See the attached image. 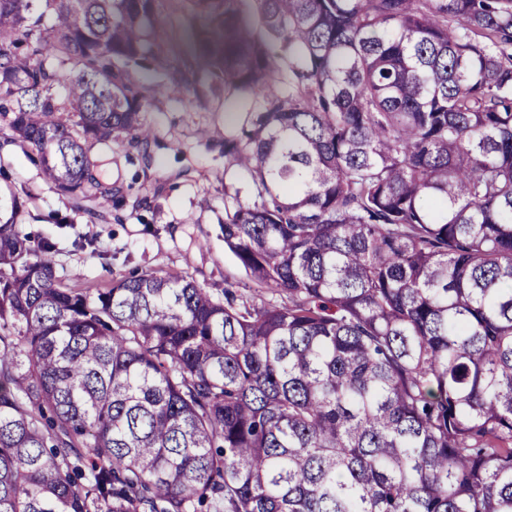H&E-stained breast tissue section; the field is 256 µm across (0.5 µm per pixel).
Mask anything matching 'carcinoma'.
<instances>
[{"mask_svg":"<svg viewBox=\"0 0 512 512\" xmlns=\"http://www.w3.org/2000/svg\"><path fill=\"white\" fill-rule=\"evenodd\" d=\"M242 2L179 65L159 0H0V117L75 201L150 139L144 63L215 66L224 249L279 296L66 288L0 200V512H512V0Z\"/></svg>","mask_w":512,"mask_h":512,"instance_id":"obj_1","label":"carcinoma"}]
</instances>
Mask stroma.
Returning a JSON list of instances; mask_svg holds the SVG:
<instances>
[{"label": "stroma", "mask_w": 512, "mask_h": 512, "mask_svg": "<svg viewBox=\"0 0 512 512\" xmlns=\"http://www.w3.org/2000/svg\"><path fill=\"white\" fill-rule=\"evenodd\" d=\"M187 13L186 0H160L164 48L177 61L190 49ZM140 81L153 136L136 148L124 139L92 148L102 191L78 203L58 194L35 151L0 134V197L23 201L19 229L54 244L53 267L65 287L103 291L116 277L183 272L218 299L228 288L266 299L246 287L242 267L224 250V186L244 189L249 178L224 158V136L234 126L225 117L222 78H208V94L158 93L149 70Z\"/></svg>", "instance_id": "stroma-1"}]
</instances>
